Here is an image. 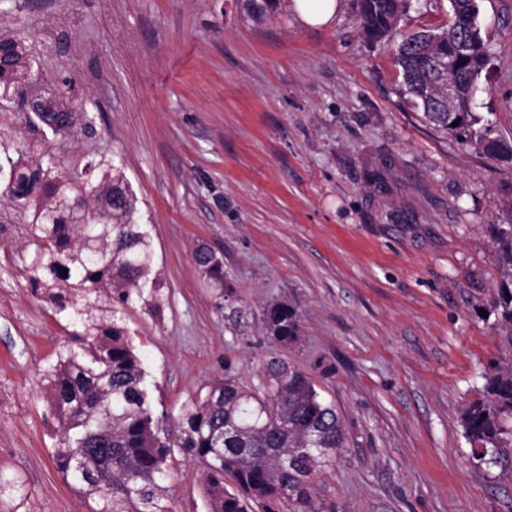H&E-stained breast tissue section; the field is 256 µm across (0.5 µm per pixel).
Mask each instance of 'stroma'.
Here are the masks:
<instances>
[{
  "label": "stroma",
  "mask_w": 512,
  "mask_h": 512,
  "mask_svg": "<svg viewBox=\"0 0 512 512\" xmlns=\"http://www.w3.org/2000/svg\"><path fill=\"white\" fill-rule=\"evenodd\" d=\"M490 49L473 134L512 140V0H479ZM24 40L25 89L93 116L46 142L69 170L114 158L163 273L162 307L123 315L155 412L175 417L219 376L260 387L273 357L335 406L345 446L288 512H512V461L472 457L460 417L505 358L482 315L512 221V161L425 122L401 95L394 43L366 38L358 0L329 25L292 0L256 20L239 0H0ZM29 206L0 199V512H86L54 463L43 369L64 322L32 291ZM224 263L216 294L196 268ZM295 306L297 338L265 309ZM170 512H207L198 465L168 462ZM194 262L198 270L223 294L224 270L223 262L208 246L200 245L194 251ZM265 321L271 338L288 344L300 330V315L297 309L286 303L275 304L265 310Z\"/></svg>",
  "instance_id": "1"
}]
</instances>
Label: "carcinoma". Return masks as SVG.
Segmentation results:
<instances>
[{
	"instance_id": "obj_1",
	"label": "carcinoma",
	"mask_w": 512,
	"mask_h": 512,
	"mask_svg": "<svg viewBox=\"0 0 512 512\" xmlns=\"http://www.w3.org/2000/svg\"><path fill=\"white\" fill-rule=\"evenodd\" d=\"M453 26H424L395 49L400 88L431 124L469 141L472 113L447 111L448 96L472 101V79L490 49L481 36L472 0H449ZM366 36L388 40L407 14L399 0H365L359 10ZM474 32L471 55L456 71L425 65L456 34ZM32 63L20 38L0 37V90L25 101L19 83ZM33 125L42 137L71 130L74 113L42 102ZM457 126H452V123ZM483 153L512 161V141L475 140ZM31 206V235L39 242L32 284L77 327L44 376L47 402L60 424L55 464L84 498L87 512H169L162 484L179 450L201 467L209 512H264L311 504V479L344 447L342 421L322 401L305 373L281 359L264 370L267 383L252 392L230 374L187 403L172 424L154 416L143 360L118 314L138 304L161 308V274L154 269L149 231L137 221V198L121 170L101 158L70 171L49 162L37 140L19 144L0 132V196ZM497 285L486 306L503 346L512 351V221L493 225ZM198 270L224 292L223 262L209 247L194 251ZM271 338L286 344L300 330L297 309L265 310ZM464 437L480 463L512 456V365L494 366L482 398L461 418Z\"/></svg>"
}]
</instances>
